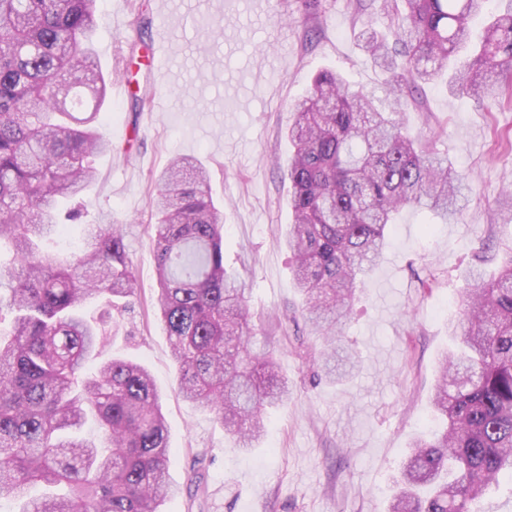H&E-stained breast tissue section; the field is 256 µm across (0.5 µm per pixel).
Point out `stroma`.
<instances>
[{"label": "stroma", "mask_w": 512, "mask_h": 512, "mask_svg": "<svg viewBox=\"0 0 512 512\" xmlns=\"http://www.w3.org/2000/svg\"><path fill=\"white\" fill-rule=\"evenodd\" d=\"M97 7L94 47L113 85L98 125L112 151L95 160L84 224L71 225L57 249L65 255L79 245L88 223L111 221L124 232L138 292L113 312L106 353L145 364L163 396L176 492L161 512H386L411 440L435 424L438 359L451 347L448 317L461 304L468 258L485 242L512 245V223L491 218L499 194L512 189V104L490 108L428 85L422 109L405 115L413 130L437 134L449 162L474 177V192L453 223L402 211L344 328L343 342L363 367L331 384L315 373L321 341L302 316L286 244V132L289 104L318 71L338 70L367 91L386 79L360 47L350 0H326L313 16L302 0H97ZM143 21L166 29L163 69L136 36ZM213 27L220 36L210 35ZM132 72L151 97L139 113L114 88ZM178 155L199 158L211 172L224 211V264L251 283L253 348L275 352L290 385L248 450L174 392L177 368L156 315L149 192ZM424 262L442 271L427 293L411 272Z\"/></svg>", "instance_id": "obj_1"}]
</instances>
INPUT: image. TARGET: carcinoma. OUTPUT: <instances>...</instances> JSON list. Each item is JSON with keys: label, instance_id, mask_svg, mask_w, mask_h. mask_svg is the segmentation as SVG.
Returning <instances> with one entry per match:
<instances>
[{"label": "carcinoma", "instance_id": "obj_1", "mask_svg": "<svg viewBox=\"0 0 512 512\" xmlns=\"http://www.w3.org/2000/svg\"><path fill=\"white\" fill-rule=\"evenodd\" d=\"M363 51L389 74L384 98L319 72L290 107L288 246L306 316L325 345L330 378L359 361L339 351L356 290L380 261L405 208L447 224L471 193L437 140L398 119L424 84L445 82L496 105L512 100V0H350ZM386 32L373 29L375 12ZM485 16L475 46L472 24ZM97 0H0V491L18 512H160L170 495V448L161 396L137 363L113 357L88 370L108 343L107 317L136 295L124 235L89 224L68 260L47 249L65 233L59 203L80 202L95 158L112 152L98 131L108 88L95 61ZM154 220L160 320L178 367V393L211 412L241 448L263 414L288 398L271 353L252 347L250 289L224 266V215L209 173L178 157L156 179ZM485 247L471 255L463 307L448 320L432 406L444 426L416 438L394 480L389 512H475L500 476L512 475V247L486 275ZM419 287L437 280L424 263ZM63 494L29 498L30 486Z\"/></svg>", "mask_w": 512, "mask_h": 512}]
</instances>
